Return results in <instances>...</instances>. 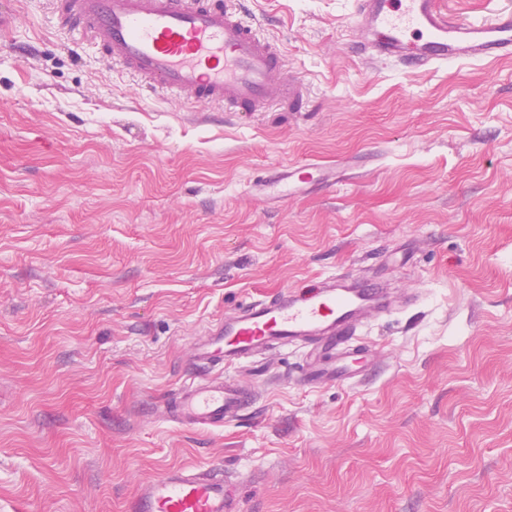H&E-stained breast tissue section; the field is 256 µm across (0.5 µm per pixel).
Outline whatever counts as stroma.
I'll list each match as a JSON object with an SVG mask.
<instances>
[{"label":"stroma","mask_w":512,"mask_h":512,"mask_svg":"<svg viewBox=\"0 0 512 512\" xmlns=\"http://www.w3.org/2000/svg\"><path fill=\"white\" fill-rule=\"evenodd\" d=\"M352 5L241 0L308 109L222 112L147 94L53 0H0V512H126L177 466L240 475L243 512H512V59L368 69ZM338 275L418 297L359 331L354 383L301 386L291 347L230 369L238 419H166L206 324ZM343 179V170L326 168L314 163L282 165L271 174L252 178L247 189L256 197L266 198L274 193L284 201L309 191L314 185L333 186Z\"/></svg>","instance_id":"stroma-1"}]
</instances>
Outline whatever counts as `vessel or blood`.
<instances>
[{
  "label": "vessel or blood",
  "mask_w": 512,
  "mask_h": 512,
  "mask_svg": "<svg viewBox=\"0 0 512 512\" xmlns=\"http://www.w3.org/2000/svg\"><path fill=\"white\" fill-rule=\"evenodd\" d=\"M55 5L63 27L86 37L109 66L167 97L206 102L224 112H263L275 104L299 112L307 102L306 87L289 74L281 45L234 0H55ZM352 29L356 55L370 68L384 62L426 68L512 57V11L469 22L453 17L443 0H355ZM343 178L342 170L314 163L282 165L252 178L248 191L285 200ZM391 310L381 284L350 277L242 303L200 332L193 374L166 416L186 427H222L246 396L234 380L215 376L214 368L239 366L293 343L336 352L330 365L311 362L305 378L348 381L355 375L349 342L357 327ZM128 512H241V502L223 473L175 467L142 481Z\"/></svg>",
  "instance_id": "1"
}]
</instances>
